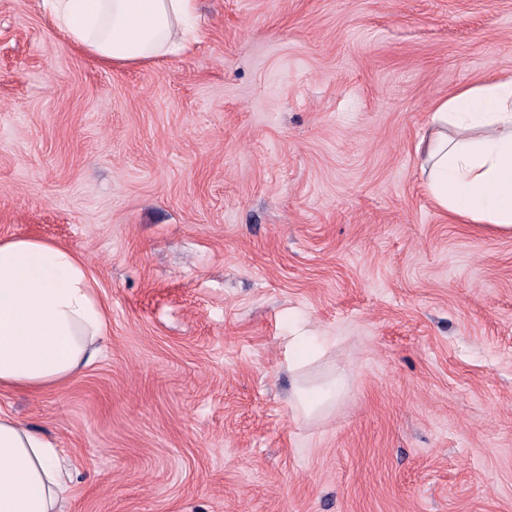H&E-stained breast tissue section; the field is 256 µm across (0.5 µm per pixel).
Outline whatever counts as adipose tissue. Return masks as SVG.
<instances>
[{"mask_svg":"<svg viewBox=\"0 0 512 512\" xmlns=\"http://www.w3.org/2000/svg\"><path fill=\"white\" fill-rule=\"evenodd\" d=\"M75 45L114 65L190 51L196 0H43ZM459 131L451 138L449 129ZM433 201L512 232V78L435 103L416 145ZM109 322L83 259L48 240L0 242V390L63 386L103 352ZM71 472L50 438L0 412V512H63Z\"/></svg>","mask_w":512,"mask_h":512,"instance_id":"adipose-tissue-1","label":"adipose tissue"}]
</instances>
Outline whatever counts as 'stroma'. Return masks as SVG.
<instances>
[{
	"mask_svg": "<svg viewBox=\"0 0 512 512\" xmlns=\"http://www.w3.org/2000/svg\"><path fill=\"white\" fill-rule=\"evenodd\" d=\"M197 4L190 53L112 66L0 0V241L81 255L109 315L0 411L63 451L65 512H512V235L415 153L438 100L512 77V0ZM341 383L335 381L325 389H320L316 393H311L305 388L297 387L295 394L297 403L307 415L315 414L331 403L339 392Z\"/></svg>",
	"mask_w": 512,
	"mask_h": 512,
	"instance_id": "stroma-1",
	"label": "stroma"
}]
</instances>
